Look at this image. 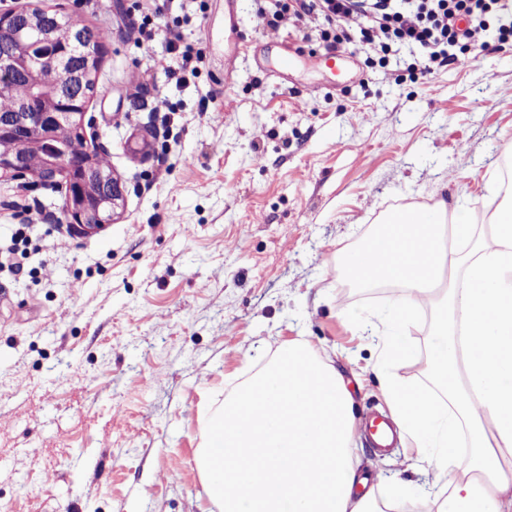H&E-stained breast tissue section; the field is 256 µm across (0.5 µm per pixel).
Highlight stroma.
Returning a JSON list of instances; mask_svg holds the SVG:
<instances>
[{
    "label": "stroma",
    "instance_id": "1",
    "mask_svg": "<svg viewBox=\"0 0 512 512\" xmlns=\"http://www.w3.org/2000/svg\"><path fill=\"white\" fill-rule=\"evenodd\" d=\"M131 2L0 0L111 28L88 111L126 188L123 216L77 237L63 192L0 181V244L20 205L54 218L30 227L22 269H0V512H204L203 405L294 339L334 352L357 423L386 411L371 329L393 288L336 267L399 207L481 209L512 155V49L411 73L406 48L383 66L268 25L259 0H189L181 32L205 59L179 89Z\"/></svg>",
    "mask_w": 512,
    "mask_h": 512
}]
</instances>
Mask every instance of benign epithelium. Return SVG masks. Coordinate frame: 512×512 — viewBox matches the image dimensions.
<instances>
[{
    "label": "benign epithelium",
    "instance_id": "obj_1",
    "mask_svg": "<svg viewBox=\"0 0 512 512\" xmlns=\"http://www.w3.org/2000/svg\"><path fill=\"white\" fill-rule=\"evenodd\" d=\"M39 17L40 14L31 13L28 25L18 27L13 14H0V32L11 34L16 45L11 53L0 54V93L7 90L13 78L37 84L39 67L44 63L54 64L62 72L56 90L0 113V137L12 138L17 144L15 151L0 153V178L29 179L33 184L48 186L66 184L65 223L80 236L93 234L120 217L125 207V188L112 171L97 167L92 155L74 159L60 140L58 131L62 127L75 128L84 136L94 128L88 112L63 111L75 89L85 87L87 71L68 65L66 50L59 45L57 26ZM71 41L86 63L99 57L101 48L85 33H72ZM29 151L43 155V171L23 170V154Z\"/></svg>",
    "mask_w": 512,
    "mask_h": 512
}]
</instances>
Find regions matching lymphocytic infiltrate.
<instances>
[{"instance_id": "lymphocytic-infiltrate-1", "label": "lymphocytic infiltrate", "mask_w": 512, "mask_h": 512, "mask_svg": "<svg viewBox=\"0 0 512 512\" xmlns=\"http://www.w3.org/2000/svg\"><path fill=\"white\" fill-rule=\"evenodd\" d=\"M173 0H140L134 22L143 42L163 37L176 59L177 83L197 77L202 51L184 45L176 28L160 32L155 19ZM274 23L323 24L337 41L359 43L386 63L393 47L417 55L421 70L447 66L470 50H502L512 42V0H273Z\"/></svg>"}]
</instances>
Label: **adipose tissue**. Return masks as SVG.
Instances as JSON below:
<instances>
[{
    "instance_id": "obj_1",
    "label": "adipose tissue",
    "mask_w": 512,
    "mask_h": 512,
    "mask_svg": "<svg viewBox=\"0 0 512 512\" xmlns=\"http://www.w3.org/2000/svg\"><path fill=\"white\" fill-rule=\"evenodd\" d=\"M415 214L392 212L339 272L400 286L378 336L387 367L415 360L403 329L423 304H437L430 387L388 371L381 387L402 440L432 473L435 512H512V468L499 457L512 451V190L490 180L480 215L441 203L424 220ZM482 222L490 238L480 236ZM357 432L353 395L329 354L290 341L208 418L206 496L218 512H384L419 485L369 481L353 459Z\"/></svg>"
}]
</instances>
